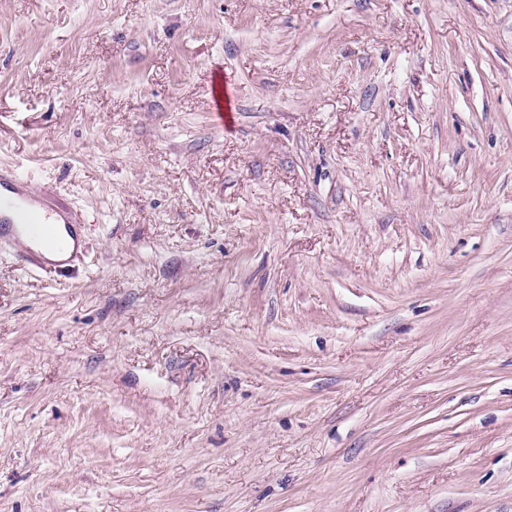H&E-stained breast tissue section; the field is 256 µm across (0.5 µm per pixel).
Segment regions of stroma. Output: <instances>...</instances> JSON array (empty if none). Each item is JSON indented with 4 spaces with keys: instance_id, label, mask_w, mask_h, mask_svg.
<instances>
[{
    "instance_id": "stroma-1",
    "label": "stroma",
    "mask_w": 512,
    "mask_h": 512,
    "mask_svg": "<svg viewBox=\"0 0 512 512\" xmlns=\"http://www.w3.org/2000/svg\"><path fill=\"white\" fill-rule=\"evenodd\" d=\"M1 164L0 512H512V0H0ZM60 196L35 185L17 165L0 166V253L26 270L43 269L66 276L81 251L79 225ZM43 251L59 255L56 261Z\"/></svg>"
}]
</instances>
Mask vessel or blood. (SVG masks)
<instances>
[{
	"label": "vessel or blood",
	"instance_id": "1",
	"mask_svg": "<svg viewBox=\"0 0 512 512\" xmlns=\"http://www.w3.org/2000/svg\"><path fill=\"white\" fill-rule=\"evenodd\" d=\"M79 220L60 196L35 185L19 166H0V253L26 270L67 275L80 251ZM56 254V261L45 258Z\"/></svg>",
	"mask_w": 512,
	"mask_h": 512
}]
</instances>
